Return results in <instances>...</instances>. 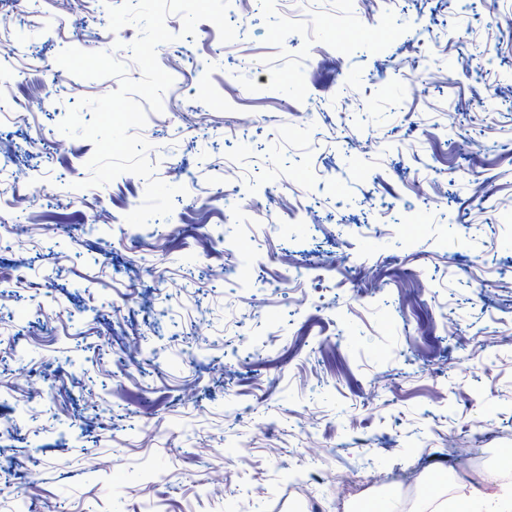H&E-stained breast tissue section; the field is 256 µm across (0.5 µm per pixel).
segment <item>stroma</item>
Segmentation results:
<instances>
[{"label": "stroma", "instance_id": "35a3bbf8", "mask_svg": "<svg viewBox=\"0 0 512 512\" xmlns=\"http://www.w3.org/2000/svg\"><path fill=\"white\" fill-rule=\"evenodd\" d=\"M122 2L45 0L30 15L40 68L11 91L38 132L0 130L35 192L37 234L0 251V325L16 331L0 341L11 496L40 512H317L286 487L342 467L386 475L373 501L397 498L410 469L414 496L456 489L438 453L451 437L477 474L499 469L480 438L490 423L512 448V223L499 210L512 200V41L499 26L512 0H467L463 18L444 0H378L344 25L321 0L294 29L260 0L227 13L253 62L197 36L171 42L181 91L162 106L176 124L208 119L178 140L151 134L157 178L196 182L149 222L162 236L133 272L111 235L85 228L135 210L144 180L80 188L89 171L69 158L94 145L59 129L80 99L120 85L64 71L66 47L141 76L126 29L108 28ZM279 112L309 120L270 123ZM241 154L243 178L225 182L222 160ZM313 168L322 183H305ZM298 202L307 223L290 219ZM218 266L244 274L231 288L212 279ZM20 269L40 294L17 287ZM106 424L110 467L93 472L84 459Z\"/></svg>", "mask_w": 512, "mask_h": 512}]
</instances>
